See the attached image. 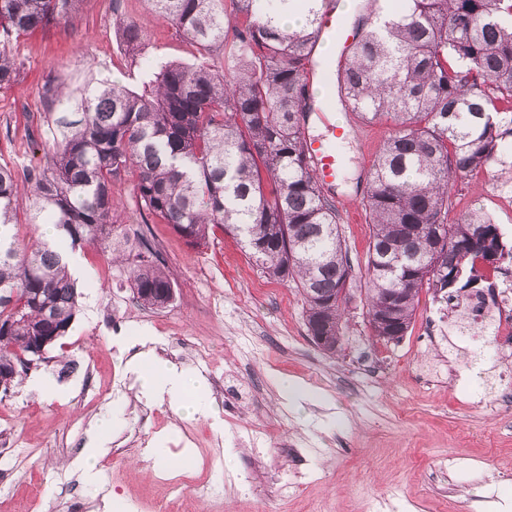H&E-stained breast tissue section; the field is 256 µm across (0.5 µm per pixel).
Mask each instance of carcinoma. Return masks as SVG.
<instances>
[{
	"label": "carcinoma",
	"instance_id": "1",
	"mask_svg": "<svg viewBox=\"0 0 512 512\" xmlns=\"http://www.w3.org/2000/svg\"><path fill=\"white\" fill-rule=\"evenodd\" d=\"M81 0H0V90L21 62L11 40L79 10ZM193 47L196 62L162 63L141 91L114 82L57 112L46 164L27 174L21 196L0 166V386L27 372L41 339L53 346L76 315L79 293L65 262L80 245H112L118 202L112 183L132 174L137 204L192 246L217 227L233 235L271 279L293 283L309 335H341L352 276L335 196L308 152L312 111L307 65L323 41L328 0H148ZM290 6L305 23L283 30ZM112 13L121 40L141 43L146 22ZM336 83L363 123L386 121L361 205L370 224L365 306L376 336H404L426 287L459 293L474 283L471 259L499 243L482 209L453 221L458 181L501 162L512 125V0H387L360 16ZM52 224L51 241L22 243L17 215ZM138 302L165 308L174 285L147 244L119 251ZM405 266L400 275L393 269ZM399 294L387 316L391 293ZM25 301L22 313L14 302Z\"/></svg>",
	"mask_w": 512,
	"mask_h": 512
}]
</instances>
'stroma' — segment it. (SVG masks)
<instances>
[{"instance_id": "obj_1", "label": "stroma", "mask_w": 512, "mask_h": 512, "mask_svg": "<svg viewBox=\"0 0 512 512\" xmlns=\"http://www.w3.org/2000/svg\"><path fill=\"white\" fill-rule=\"evenodd\" d=\"M122 11L147 23L141 52L120 42L112 0H82L72 19L15 41L23 68L0 90V165L20 174L43 166L53 145L48 113L79 111L89 86L114 80L138 89L150 65L193 62L147 0H122ZM61 82L72 99L47 103L46 86ZM390 130L360 122L338 147L339 228L357 276L370 236L357 184ZM500 173L496 166L460 181L456 211H492ZM112 191L118 234L155 243L174 299L163 309L141 305L110 249L76 247V318L29 370L52 395L22 383L0 393V512H97L105 496L116 512H158L164 478L189 490L196 512H512V405L502 401L512 392V358L493 338L466 350L448 331L442 294L422 290L408 333L387 343L373 336L364 293L353 286L330 353L308 333L299 290L269 279L233 236L217 230L207 245L190 246L139 210L133 177ZM141 359L202 377L206 413L142 393ZM284 379L294 398L282 395ZM102 421L111 431L89 483L76 463ZM252 424L283 431L294 453L273 437L252 449L243 438Z\"/></svg>"}]
</instances>
